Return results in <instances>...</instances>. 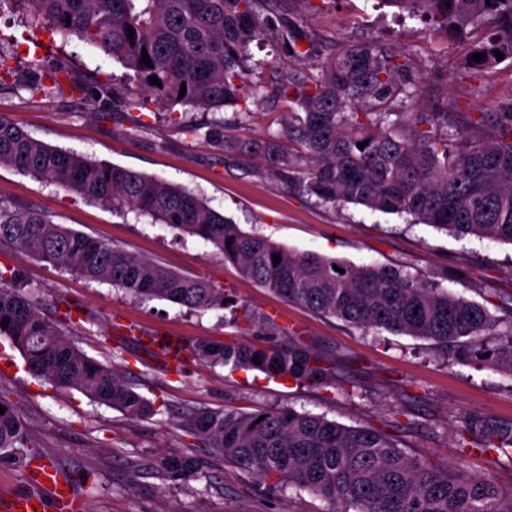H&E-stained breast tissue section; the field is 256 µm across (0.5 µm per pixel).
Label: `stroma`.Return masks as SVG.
I'll return each instance as SVG.
<instances>
[{"mask_svg": "<svg viewBox=\"0 0 512 512\" xmlns=\"http://www.w3.org/2000/svg\"><path fill=\"white\" fill-rule=\"evenodd\" d=\"M284 17L310 38L312 60L325 59L350 42L377 41L408 55L415 72L452 112H494L512 101V64L472 76L460 45L438 43L425 23L378 8L377 0H286ZM0 37L17 38L13 50L24 61L23 75L34 79L25 46L49 40L26 33L19 16L0 12ZM79 77L102 72L113 88L129 87L122 66L78 40L66 47ZM243 122L234 109L187 108L197 128L184 132L165 110L96 112L94 94L68 93L51 99L0 88V118L11 121L50 146L76 151L176 184L239 224L296 252H313L348 262L395 266L442 284L475 301L512 291V245L467 236L461 239L425 224L366 208L332 207L286 186L260 156L216 159L208 143L215 124L228 122L229 134L261 139L282 128L287 106L260 98ZM0 199L46 211L62 224L156 261L163 268L209 279L224 288L239 310L273 317L290 334L303 336L320 354L340 361L341 382L315 388L287 385L255 369L210 368L187 364L168 371L161 350L147 351L146 336L184 345L203 340L259 343L268 336L259 322L232 321L229 310L197 313L153 300L141 303L112 285L85 281L21 252L0 251V268L11 267L39 288L42 310L53 315L60 299L77 303L73 338L90 357L106 362L121 348L119 372L136 384L156 408L153 416L128 419L82 393L53 389L31 376L24 360L0 337V388L6 390L43 458L70 474L81 512H330L321 497L295 488L270 490L255 476L202 447L179 425L196 410L238 412L294 409L327 416L351 426L388 427L409 456L447 466L465 461L470 474L512 486V465L471 454L462 457L450 426L456 416L480 412L512 420V377L491 369L450 366L434 354L430 341L386 331L367 333L335 318H323L288 303L242 278L236 268L203 240L180 237L147 219L123 217L53 183L0 166ZM169 450L196 456L206 467L199 480L181 483L150 469Z\"/></svg>", "mask_w": 512, "mask_h": 512, "instance_id": "obj_1", "label": "stroma"}]
</instances>
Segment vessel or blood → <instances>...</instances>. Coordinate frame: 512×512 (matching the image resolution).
<instances>
[{"mask_svg":"<svg viewBox=\"0 0 512 512\" xmlns=\"http://www.w3.org/2000/svg\"><path fill=\"white\" fill-rule=\"evenodd\" d=\"M24 493L0 496V512H76V499L70 483L50 462L28 467Z\"/></svg>","mask_w":512,"mask_h":512,"instance_id":"1","label":"vessel or blood"}]
</instances>
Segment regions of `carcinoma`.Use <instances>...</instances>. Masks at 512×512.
Returning <instances> with one entry per match:
<instances>
[{
  "label": "carcinoma",
  "mask_w": 512,
  "mask_h": 512,
  "mask_svg": "<svg viewBox=\"0 0 512 512\" xmlns=\"http://www.w3.org/2000/svg\"><path fill=\"white\" fill-rule=\"evenodd\" d=\"M68 42L96 48L128 70L138 91L121 97L101 85L98 102L126 111L190 106L205 111L241 107L260 87L248 79L249 45L282 42L295 58L309 56L308 35L271 16L281 0H0ZM428 21L439 39L464 46L473 73L512 62V0H379ZM459 30H454V27ZM133 28L128 38L127 28ZM147 51L151 65L142 64ZM486 58L472 60V54ZM18 58L0 53V87L32 96L69 88L83 93L68 59L44 68L45 81L18 80ZM156 77L161 86L149 82ZM186 93L179 96L181 85ZM274 95L288 103L284 127L266 138L241 142L215 125L209 132L217 156H265L283 177L325 204H353L429 224L458 237L473 235L512 244V103L497 112H448L437 99L421 109L427 91L403 52L376 42L336 49L303 71L282 68ZM296 147L285 148L282 139ZM368 142L364 148L359 142ZM0 166L50 181L117 213L146 215L182 234L210 243L239 274L281 298L325 318L366 331L385 330L428 340L450 365L484 367L512 375V292L499 295L502 315L456 296L402 268L355 265L314 253H297L243 231L199 196L141 172L52 147L0 118ZM232 244H226V240ZM0 246L23 251L89 282H105L141 301L174 302L189 311L233 306L207 279L161 268L126 248L54 223L46 213L0 200ZM281 260L273 264L272 256ZM345 270L340 273L334 267ZM0 336L9 340L28 372L60 390L142 419L152 402L127 383L114 363L88 356L65 322L40 311L38 289L15 269L0 270ZM210 366L258 369L300 385L336 383V364L298 337L237 345L208 340L188 348ZM258 362H253V357ZM0 461L21 467L36 457L38 442L26 432L14 404L0 389ZM188 431L226 460L270 488L293 487L334 504V512H512V488H502L456 467L411 458L382 429L348 426L324 415L258 410H197L184 416ZM461 452L506 456L512 463V421L482 413L455 426ZM157 466L175 481L198 479L191 455L164 453Z\"/></svg>",
  "instance_id": "obj_1"
}]
</instances>
